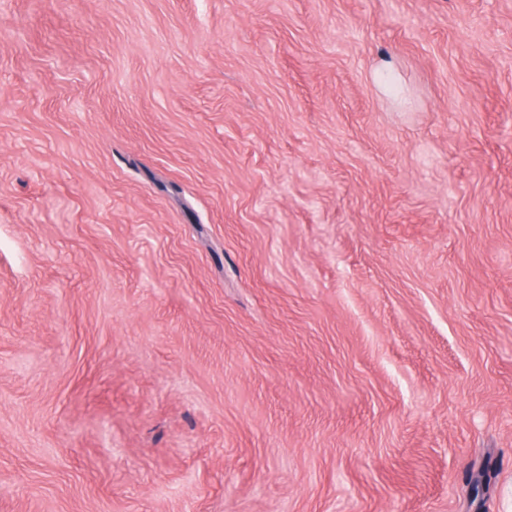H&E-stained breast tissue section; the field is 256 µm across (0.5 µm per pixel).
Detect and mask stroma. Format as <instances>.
<instances>
[{"instance_id":"1","label":"stroma","mask_w":512,"mask_h":512,"mask_svg":"<svg viewBox=\"0 0 512 512\" xmlns=\"http://www.w3.org/2000/svg\"><path fill=\"white\" fill-rule=\"evenodd\" d=\"M0 512H512V0H0Z\"/></svg>"}]
</instances>
